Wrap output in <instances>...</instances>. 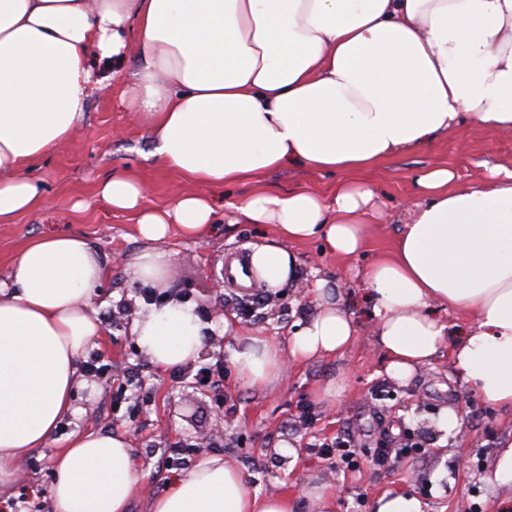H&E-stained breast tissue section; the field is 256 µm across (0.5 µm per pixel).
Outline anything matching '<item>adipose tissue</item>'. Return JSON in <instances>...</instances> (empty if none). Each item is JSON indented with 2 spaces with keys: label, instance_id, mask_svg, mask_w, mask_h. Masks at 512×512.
Here are the masks:
<instances>
[{
  "label": "adipose tissue",
  "instance_id": "ef3b65f1",
  "mask_svg": "<svg viewBox=\"0 0 512 512\" xmlns=\"http://www.w3.org/2000/svg\"><path fill=\"white\" fill-rule=\"evenodd\" d=\"M133 52L126 106L161 164L198 186L154 210L134 175L100 184L146 243L128 263L132 282L155 288L167 268L158 243L171 229L210 236L214 188L256 182L234 209L277 232L245 255L251 280L274 293L300 277L294 243L364 252L377 194L366 181L337 183L327 197L281 192L263 176L366 171L467 122L512 130V0H0V223L35 208V163L72 136L92 93ZM454 181L446 168L416 176L394 250L362 270L375 340L397 380L450 348L463 385L512 410V170L465 188ZM106 273L94 244L65 231L26 244L0 280L2 501L74 411L80 358L105 332L91 299ZM310 293L315 313L285 341L225 319L238 381L264 392L287 364L352 346L357 323L330 282L316 279ZM436 306L472 316L456 341ZM212 331L176 300L142 304L132 323L140 354L161 369L195 361ZM138 481L127 433L76 431L55 452L49 507L128 512ZM149 512H294V498L259 494L234 462L210 456L174 477Z\"/></svg>",
  "mask_w": 512,
  "mask_h": 512
}]
</instances>
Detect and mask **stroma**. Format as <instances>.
<instances>
[{"label": "stroma", "mask_w": 512, "mask_h": 512, "mask_svg": "<svg viewBox=\"0 0 512 512\" xmlns=\"http://www.w3.org/2000/svg\"><path fill=\"white\" fill-rule=\"evenodd\" d=\"M134 64L124 66L111 86L88 100L84 124L48 155L35 175L43 184L38 206L0 224V279L18 252L33 238L60 229L82 233L95 242L109 276L93 299L107 332L87 359L106 365L104 376L87 373L88 384L74 395L76 412L64 418L55 443L33 450L17 483L18 495L0 512H48L45 495L52 482L57 440L80 430H123L134 434L132 459L139 474L129 512H147L164 494L170 477L202 461L191 448L198 431L212 430L210 453L232 459L261 493H288L297 512H309L306 492L325 483L337 492L336 512H371L385 491L403 490L419 498L425 512H491L498 490L489 462L500 441L512 431V412L488 404L460 385L449 356L417 368L405 382L386 373L387 359L376 344L371 307L356 275L370 256L393 250L403 221V203L414 194L416 173L445 167L460 185L479 183L490 168L512 169V131H493L465 123L447 139L399 155L363 173L379 189L377 204L386 217L368 227L364 254L346 259L325 251L319 241L298 245L302 275L283 289L282 299H263L259 288L238 290L224 280V261L241 256L248 246L271 237L260 224L219 222L209 239L198 242L171 235L160 246L168 253L166 281L185 289L187 301L204 320L223 329L224 316L241 312L243 326L267 336L286 337L297 321L315 310L308 300L312 281L324 278L337 289L359 325L356 343L344 356L289 365L282 384L268 392L243 386L227 376L222 388H203L199 367L225 355L213 345L208 356L169 370L151 365L138 352L127 321L138 310L141 290L126 275L141 240L127 215L111 210L98 190L114 171L134 174L152 208L173 205L194 184L165 170L153 154L154 144L136 113L121 104L131 89ZM334 174L283 169L267 176L269 185L288 191L309 188L329 194ZM336 389L333 397L324 396ZM458 411L459 432L442 436L440 413ZM343 439L352 463L324 458L315 447ZM297 443L302 462L288 469L278 453L284 442ZM418 452L404 455V448ZM380 448L397 449L389 466L379 467Z\"/></svg>", "instance_id": "stroma-1"}]
</instances>
